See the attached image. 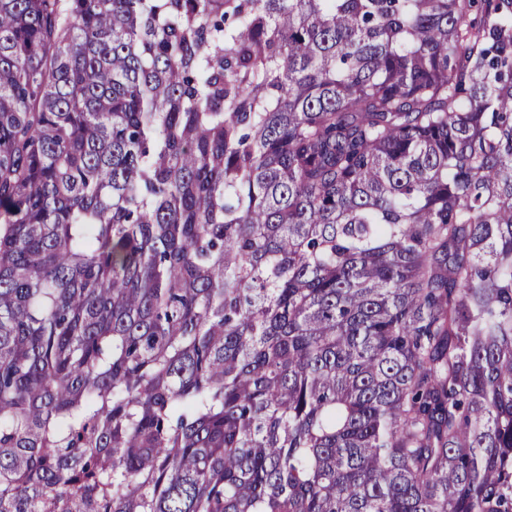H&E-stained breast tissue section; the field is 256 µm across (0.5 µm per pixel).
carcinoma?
<instances>
[{"label":"carcinoma","mask_w":512,"mask_h":512,"mask_svg":"<svg viewBox=\"0 0 512 512\" xmlns=\"http://www.w3.org/2000/svg\"><path fill=\"white\" fill-rule=\"evenodd\" d=\"M0 512H512V0H0Z\"/></svg>","instance_id":"1"}]
</instances>
